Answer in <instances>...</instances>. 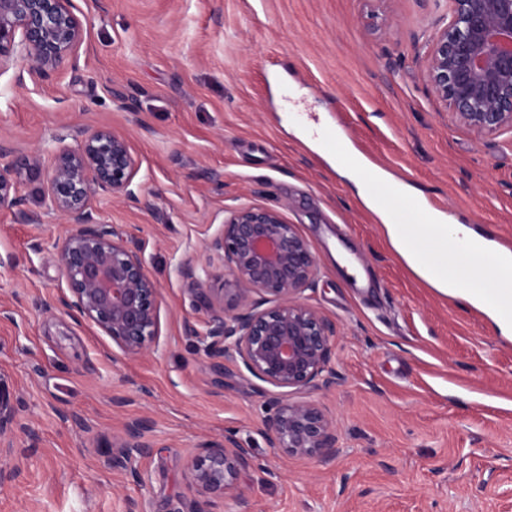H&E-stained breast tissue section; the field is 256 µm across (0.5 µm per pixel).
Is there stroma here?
I'll return each mask as SVG.
<instances>
[{
  "label": "stroma",
  "mask_w": 512,
  "mask_h": 512,
  "mask_svg": "<svg viewBox=\"0 0 512 512\" xmlns=\"http://www.w3.org/2000/svg\"><path fill=\"white\" fill-rule=\"evenodd\" d=\"M76 57L50 77L0 71V165L82 128L124 133L139 162L100 219L141 251L158 283L159 336L123 355L76 315L45 254L57 215L0 209V384L18 399L0 434V512H171L186 470L232 435L255 465L252 512H512V330L492 305L439 292L392 250L355 182L312 149L308 123H337L368 173L436 204L447 224L512 246V133L480 138L424 81L426 37L449 0H73ZM277 208L318 273L302 294L336 326V386L304 399L336 420L328 463L269 447L266 399L241 363L216 386L199 355L206 313L179 269L218 265L207 243L226 211ZM153 449L103 469L128 419Z\"/></svg>",
  "instance_id": "stroma-1"
}]
</instances>
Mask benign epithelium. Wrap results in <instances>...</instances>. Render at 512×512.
<instances>
[{
	"mask_svg": "<svg viewBox=\"0 0 512 512\" xmlns=\"http://www.w3.org/2000/svg\"><path fill=\"white\" fill-rule=\"evenodd\" d=\"M451 2L449 21L425 41L424 80L454 120L475 134L512 131V0ZM83 34L72 0H0V69L20 59L47 77L74 58ZM65 140L57 138L45 176L44 210L21 208L17 195L21 181L40 174L36 152L0 167V208L26 224L42 223L47 213L62 218L66 230L48 259L62 270L67 292L47 310L75 312L123 354L141 356L159 336V287L139 252L114 239L92 208L100 195H127L138 164L126 136L111 129H82L75 144ZM209 249L221 256L222 269L206 276L223 287L212 295L199 288L195 298L208 313L202 353L221 376L217 385L224 386V360H240L251 376L279 389L263 421L270 447L287 457L331 461L336 420L311 401L290 398L316 382L324 389L336 384V325L300 300L317 275L308 240L278 210L242 207L225 212ZM14 422V401L0 387V433ZM148 431L142 419L124 422L105 466L123 471L134 456L148 454ZM252 466L250 449L231 437L208 444L188 466L197 497L170 512H206L201 497L211 508L231 497L240 512H251L238 480Z\"/></svg>",
	"mask_w": 512,
	"mask_h": 512,
	"instance_id": "1",
	"label": "benign epithelium"
}]
</instances>
